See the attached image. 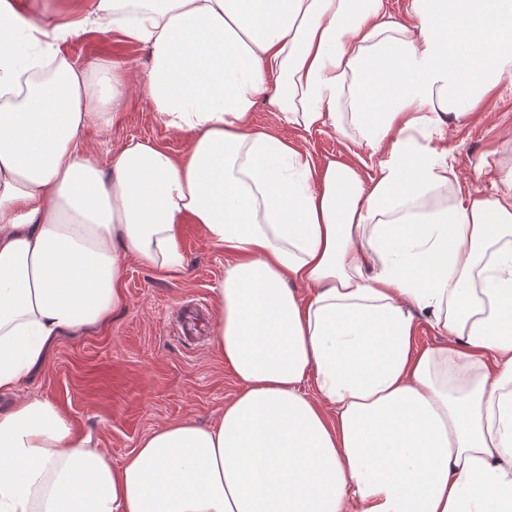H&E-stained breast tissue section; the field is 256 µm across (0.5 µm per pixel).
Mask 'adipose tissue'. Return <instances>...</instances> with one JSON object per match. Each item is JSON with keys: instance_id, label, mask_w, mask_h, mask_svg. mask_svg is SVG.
<instances>
[{"instance_id": "adipose-tissue-1", "label": "adipose tissue", "mask_w": 512, "mask_h": 512, "mask_svg": "<svg viewBox=\"0 0 512 512\" xmlns=\"http://www.w3.org/2000/svg\"><path fill=\"white\" fill-rule=\"evenodd\" d=\"M93 26L147 71L56 51ZM511 70L512 0H91L49 30L0 0V512H512V171L417 214L456 178L449 121ZM133 84L183 156L86 146ZM266 93L352 124L377 176L253 130ZM188 222L231 258L211 333L240 388L116 466L23 387L125 305L127 257L179 271ZM420 313L450 346L416 348Z\"/></svg>"}]
</instances>
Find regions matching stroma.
I'll return each mask as SVG.
<instances>
[{
    "label": "stroma",
    "instance_id": "stroma-1",
    "mask_svg": "<svg viewBox=\"0 0 512 512\" xmlns=\"http://www.w3.org/2000/svg\"><path fill=\"white\" fill-rule=\"evenodd\" d=\"M19 2L21 14L39 17L51 27L80 21L88 7V0ZM58 48L79 66L115 61L136 76L146 69V51L111 32L89 31ZM251 126L275 130L315 161L356 162L362 178L378 170L379 156L357 145L354 128L308 132L282 123L269 96H262ZM446 138L459 184L495 195L512 168V75L469 119L449 123ZM133 139L156 143L175 157L187 150L186 139L167 130L135 92L113 124L84 132L85 143L102 160ZM181 242L184 264L173 275L129 259L125 306L100 328L62 337L45 367L23 389L28 397L54 403L77 430L94 432L116 465L166 422L190 418L211 423L239 388L209 332L215 290L224 280L228 258L197 225L183 226Z\"/></svg>",
    "mask_w": 512,
    "mask_h": 512
}]
</instances>
